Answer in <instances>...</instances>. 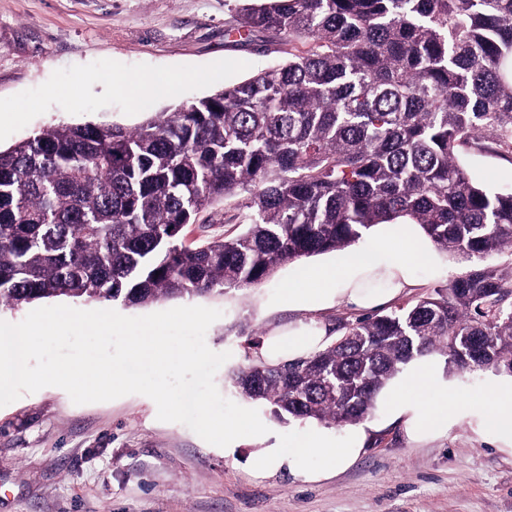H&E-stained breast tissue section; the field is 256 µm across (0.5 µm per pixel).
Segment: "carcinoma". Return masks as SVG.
Returning <instances> with one entry per match:
<instances>
[{
    "instance_id": "cac0c4a2",
    "label": "carcinoma",
    "mask_w": 512,
    "mask_h": 512,
    "mask_svg": "<svg viewBox=\"0 0 512 512\" xmlns=\"http://www.w3.org/2000/svg\"><path fill=\"white\" fill-rule=\"evenodd\" d=\"M288 58L138 127H46L0 150V305L149 306L262 284L417 224L468 263L413 305L342 322L309 356L232 371L283 422H363L412 361L512 376V191L461 163L512 154V0H259L237 28ZM243 230L187 245L216 200Z\"/></svg>"
}]
</instances>
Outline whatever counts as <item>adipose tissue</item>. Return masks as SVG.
I'll use <instances>...</instances> for the list:
<instances>
[{
	"label": "adipose tissue",
	"mask_w": 512,
	"mask_h": 512,
	"mask_svg": "<svg viewBox=\"0 0 512 512\" xmlns=\"http://www.w3.org/2000/svg\"><path fill=\"white\" fill-rule=\"evenodd\" d=\"M436 265V254L415 224H383L367 246L346 252L333 263L306 268L289 279L285 290L288 306L294 310L326 312L347 308L370 311L391 303L411 283L415 264ZM323 324L312 320L292 330L265 336L260 357L270 362L289 361L313 354L329 344ZM392 422L403 426L410 442L422 443L447 434L463 419H471L476 433L500 452L512 455V377L501 378L486 396L485 406L457 394L440 374L437 358L428 356L409 364L379 395ZM370 428L358 425L348 430L343 443L313 429L290 445L275 444L252 462L267 475L278 470L290 472L306 482H317L330 473L352 466L364 450ZM318 456V468L306 461Z\"/></svg>",
	"instance_id": "1"
}]
</instances>
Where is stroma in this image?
Segmentation results:
<instances>
[{"instance_id": "35a3bbf8", "label": "stroma", "mask_w": 512, "mask_h": 512, "mask_svg": "<svg viewBox=\"0 0 512 512\" xmlns=\"http://www.w3.org/2000/svg\"><path fill=\"white\" fill-rule=\"evenodd\" d=\"M244 0H0V148L41 128L141 124L162 111L244 81L283 61L288 47L260 54L227 37ZM467 169L512 190V157L465 151ZM221 200L185 230L196 244L232 232ZM292 265L251 290L201 298L222 316L206 333L229 365L255 359L263 336L297 321L282 289ZM459 271L449 256L415 266V302ZM152 399L130 394L77 405L46 387L0 407V512H512V456L468 423L444 438L408 442L377 407L372 437L346 471L305 484L250 463L269 438L292 442L304 426L263 415L269 438L233 456L181 423L161 422Z\"/></svg>"}]
</instances>
